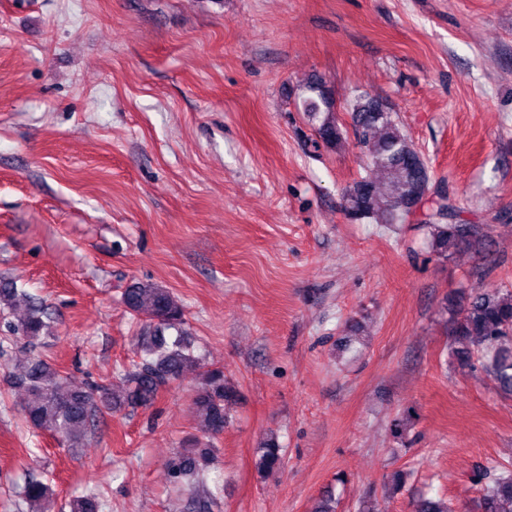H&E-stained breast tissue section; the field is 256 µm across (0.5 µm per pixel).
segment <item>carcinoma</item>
Masks as SVG:
<instances>
[{"instance_id": "1", "label": "carcinoma", "mask_w": 512, "mask_h": 512, "mask_svg": "<svg viewBox=\"0 0 512 512\" xmlns=\"http://www.w3.org/2000/svg\"><path fill=\"white\" fill-rule=\"evenodd\" d=\"M302 110L313 127L314 144L335 148L345 141L346 129L336 116L335 101L322 81L307 88ZM352 127L367 165L374 168L384 184L368 178L354 181L345 190L348 218L358 223L398 224L413 214L415 201L430 190L431 170L420 151L401 130L393 113L365 93L350 103ZM454 209L441 196L424 213L431 252L440 259L461 250L479 249L486 235L477 224L453 221ZM26 312L9 331L33 344L48 332L45 308L23 290L0 287V315L12 313L20 303ZM125 308L134 316L148 315L149 322L135 338L138 361L126 373V387L115 392L105 386L74 389L68 377L52 364L28 358L14 377L13 385L25 395L22 415L30 428L49 431L59 444L79 448L104 408L149 406L159 390L179 379L186 368L199 361L184 343L182 327L186 323L183 304L168 289L154 283H137L122 296ZM177 336L169 339L166 332ZM449 334L451 353L462 366L479 362L503 392L512 393V290L474 288L466 301L451 313ZM236 395L224 380V367L212 366L200 375L191 396V413L203 423L208 440H195L173 457L168 465L170 481L179 488H195L213 460L212 439L224 432L225 405ZM257 468L265 471L284 464L282 448L270 436L256 449ZM474 484L482 486L481 512H512V468L480 464L471 474ZM24 499L38 504L33 512H50L53 492L50 486L31 479L24 487ZM70 512H100L96 494L76 496L69 502ZM413 512H452L440 499L420 498Z\"/></svg>"}]
</instances>
